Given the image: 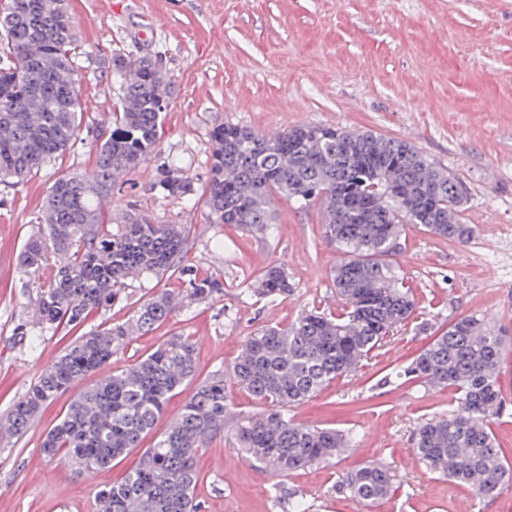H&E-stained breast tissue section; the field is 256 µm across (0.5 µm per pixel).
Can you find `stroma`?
I'll return each instance as SVG.
<instances>
[{"label": "stroma", "mask_w": 512, "mask_h": 512, "mask_svg": "<svg viewBox=\"0 0 512 512\" xmlns=\"http://www.w3.org/2000/svg\"><path fill=\"white\" fill-rule=\"evenodd\" d=\"M77 24L76 70L82 112L80 140L18 185L0 183V415L41 371L85 330L130 317L165 290L184 297L178 276L129 282L127 300L98 312L84 327L50 331L36 323L37 290L20 268L23 243L55 179L92 168L97 133L120 95L110 60L149 53L172 83L157 154L113 190L106 209L133 210L156 224L189 229L182 266L224 281L209 304L184 302L171 317L115 355L123 366L167 340L184 336L196 348V382L225 374L250 333L287 325L312 307L339 312L330 272L342 255L327 242L319 204L276 198V229L258 235L212 223L204 203L210 131L237 124L275 134L298 124L371 130L411 143L469 189L462 217L474 227L464 245L407 225L396 261L415 301L413 320L371 352L355 372L330 382L290 414L297 422L333 427L352 443L331 465L284 477L244 461L231 435L198 455L196 498L202 512H288V498L312 512H512V487L494 499L437 478L416 459L413 436L427 417L455 406L449 389L385 374L410 361L432 332L478 314L512 338V0H68ZM181 166L196 189L186 202L153 185L163 164ZM281 263L295 286L269 301L253 286L266 266ZM26 326L29 336L16 330ZM97 380L80 379L41 411L28 432L0 439V512H95L100 489L131 468L128 457L84 478L45 457L40 443L75 395ZM505 403L493 426L512 460V351L500 369ZM386 463L394 493L365 504L339 493L342 473Z\"/></svg>", "instance_id": "1"}]
</instances>
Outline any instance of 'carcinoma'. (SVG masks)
Wrapping results in <instances>:
<instances>
[{
    "label": "carcinoma",
    "mask_w": 512,
    "mask_h": 512,
    "mask_svg": "<svg viewBox=\"0 0 512 512\" xmlns=\"http://www.w3.org/2000/svg\"><path fill=\"white\" fill-rule=\"evenodd\" d=\"M77 31L67 0H3L0 4V182L19 184L73 145L81 130ZM121 80L112 130L97 139L91 171L59 176L37 216L38 227L20 256L29 284L51 261L55 272L36 300L43 329L78 326L122 298L127 281L176 272L187 278L188 296L201 304L224 295V282L190 276L180 267L188 239L184 224H154L136 213L109 230L101 202L116 183L156 152L161 105L171 81L157 60L112 56ZM205 205L214 224H239L255 234L274 229L273 199L282 195L306 205L317 201L326 240L342 252L332 271L344 304L332 314L303 311L290 324L265 325L243 344L230 375L262 405L241 413L229 402L224 378L198 385L180 413L139 464L98 493L104 512H201L194 497L197 455L232 421V436L245 460L274 476L328 463L349 445L334 428L303 425L289 408L317 395L354 371L394 329L404 325L415 302L392 256L406 224L465 244L473 227L461 213L467 188L439 171L415 146L366 130L297 125L263 135L219 124L211 133ZM154 187L166 196L192 200V180L174 164L156 169ZM294 284L279 264L267 267L255 292L286 297ZM173 297L160 292L140 303L124 322L109 324L70 343L60 358L3 421L10 433L27 432L42 406L84 376L111 363L132 336L152 331L174 312ZM506 354L505 334L470 314L434 337L396 377L455 391L456 408L419 426L417 458L433 474L468 485L492 499L512 483V463L497 447L492 424L504 397L498 384ZM195 348L173 338L138 361L114 369L78 394L51 428L41 450L77 476L122 459L140 447L176 390L194 377ZM338 489L365 503L393 491L390 467L374 461L342 475Z\"/></svg>",
    "instance_id": "cac0c4a2"
}]
</instances>
